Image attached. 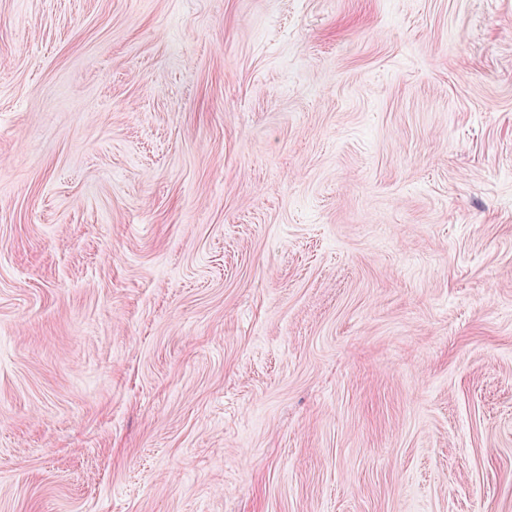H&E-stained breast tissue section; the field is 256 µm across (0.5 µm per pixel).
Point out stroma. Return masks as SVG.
<instances>
[{
	"label": "stroma",
	"mask_w": 512,
	"mask_h": 512,
	"mask_svg": "<svg viewBox=\"0 0 512 512\" xmlns=\"http://www.w3.org/2000/svg\"><path fill=\"white\" fill-rule=\"evenodd\" d=\"M0 512H512V0H0Z\"/></svg>",
	"instance_id": "35a3bbf8"
}]
</instances>
